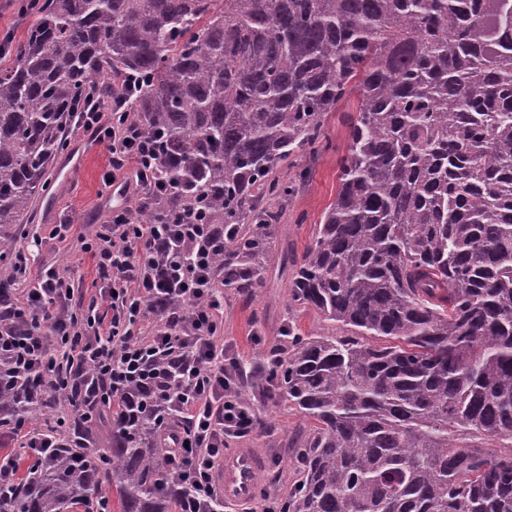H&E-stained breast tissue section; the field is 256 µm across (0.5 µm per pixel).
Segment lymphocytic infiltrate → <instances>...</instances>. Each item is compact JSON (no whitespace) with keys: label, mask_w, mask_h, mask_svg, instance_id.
Masks as SVG:
<instances>
[{"label":"lymphocytic infiltrate","mask_w":512,"mask_h":512,"mask_svg":"<svg viewBox=\"0 0 512 512\" xmlns=\"http://www.w3.org/2000/svg\"><path fill=\"white\" fill-rule=\"evenodd\" d=\"M124 105V99L117 98L106 110L87 107L75 113V124L111 152L104 178L119 179L131 170L137 185L145 188L156 142L123 126ZM204 231L201 224H139L126 207L113 208L109 221L99 225L84 244L100 278L109 283L101 297L112 309L111 322L103 323L93 314L81 318L70 311L74 286L52 269L38 276L24 303L25 313L61 340L55 352L41 357L50 377L58 360L79 352L96 356L108 367L112 385L118 388L142 367L145 349L159 354L179 351L184 384L176 400L187 427L173 460L195 505L219 496L214 474L224 459L225 436L243 437L256 426L253 412L230 393L233 373L224 363L217 309L205 301L216 286L209 253L199 245ZM172 237L191 255V265L166 253L162 243ZM158 292L175 293L185 299V307L150 318L148 302Z\"/></svg>","instance_id":"1"}]
</instances>
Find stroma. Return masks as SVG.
<instances>
[{
	"instance_id": "obj_1",
	"label": "stroma",
	"mask_w": 512,
	"mask_h": 512,
	"mask_svg": "<svg viewBox=\"0 0 512 512\" xmlns=\"http://www.w3.org/2000/svg\"><path fill=\"white\" fill-rule=\"evenodd\" d=\"M357 107V99H350L343 103L341 111L328 117L325 132L332 143L331 150L298 160L299 167L310 169L311 176L298 194L284 204L282 216V233L295 254H303L323 211L336 198L339 185L336 152L344 148L347 140L342 114L356 111ZM77 152L83 155L80 166L68 169L69 156ZM110 160V152L88 134L77 129L70 131L66 151L53 163L49 188L38 197L33 226L34 234L43 239L34 253L35 266L55 268L71 279L74 284L71 308L83 311L93 303L107 320L111 319L112 311L100 299L102 283L94 258L83 249V241L112 213V191L102 183L103 171ZM60 222L71 226L69 239L63 243L49 237L54 224ZM289 318L296 320L302 333L309 336L347 333L346 326L327 321L316 311L289 310L288 281L273 277L255 293H225L222 314L225 356L242 364L263 360L280 345L281 330ZM249 406L259 420L257 430L244 437L225 436L224 448L228 451L248 448L262 458L261 485L266 494L254 496L249 508L251 512H265L267 502L284 494L295 477L294 461L284 443L298 428L300 418L287 405L273 400L254 399Z\"/></svg>"
}]
</instances>
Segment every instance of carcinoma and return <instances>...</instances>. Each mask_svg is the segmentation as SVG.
<instances>
[{"mask_svg":"<svg viewBox=\"0 0 512 512\" xmlns=\"http://www.w3.org/2000/svg\"><path fill=\"white\" fill-rule=\"evenodd\" d=\"M0 69V335L30 332L16 258L34 202L93 95L130 96L159 140L166 191L140 224H207L227 291L264 287L279 204L351 96L339 187L292 268L288 306L348 336H304L249 368V397L288 402L296 480L281 512H512V0H34ZM135 78V88L121 81ZM186 306L155 296L150 307ZM166 377L116 393L83 355L62 396L0 355V512H184L169 465ZM51 447L35 454L26 431Z\"/></svg>","mask_w":512,"mask_h":512,"instance_id":"cac0c4a2","label":"carcinoma"}]
</instances>
